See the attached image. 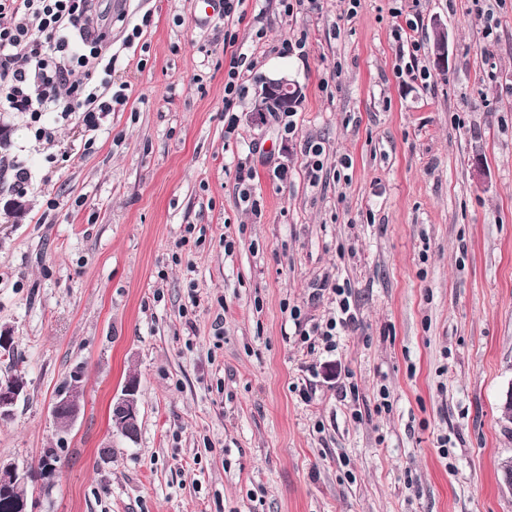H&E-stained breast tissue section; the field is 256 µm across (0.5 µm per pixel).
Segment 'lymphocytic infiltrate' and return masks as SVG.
Masks as SVG:
<instances>
[{
	"label": "lymphocytic infiltrate",
	"mask_w": 512,
	"mask_h": 512,
	"mask_svg": "<svg viewBox=\"0 0 512 512\" xmlns=\"http://www.w3.org/2000/svg\"><path fill=\"white\" fill-rule=\"evenodd\" d=\"M101 39L94 0H0V94L11 109L29 113L36 138L53 139L45 113L108 112L124 101L120 90L108 101L99 94L111 88L113 65ZM78 70L82 81L70 83Z\"/></svg>",
	"instance_id": "f902f5d3"
}]
</instances>
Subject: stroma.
Listing matches in <instances>:
<instances>
[{
  "label": "stroma",
  "instance_id": "stroma-1",
  "mask_svg": "<svg viewBox=\"0 0 512 512\" xmlns=\"http://www.w3.org/2000/svg\"><path fill=\"white\" fill-rule=\"evenodd\" d=\"M321 5L100 0L125 101L93 131L48 113L49 144L0 100V374L26 384L0 460L61 458L51 490L28 486L29 512H512V0L488 37L470 0H420L416 59L395 0H361L345 25L344 0ZM228 30L247 89L233 124ZM299 37L305 56L282 52ZM279 76L301 102L254 122ZM324 281L351 288L357 314L329 344L298 334L336 310ZM132 375L130 440L109 412ZM75 376L82 410L60 432L48 410ZM432 31L436 40L435 50L433 45L434 64L438 69H445L446 67H448L449 61L447 30L439 21L434 20L432 23Z\"/></svg>",
  "mask_w": 512,
  "mask_h": 512
}]
</instances>
